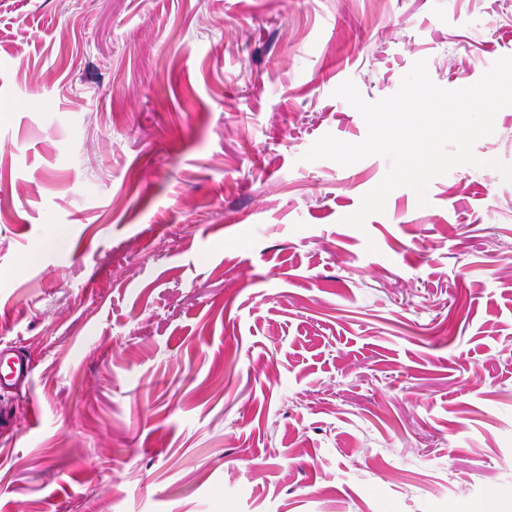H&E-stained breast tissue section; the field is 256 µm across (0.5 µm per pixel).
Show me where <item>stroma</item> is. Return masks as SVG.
<instances>
[{"mask_svg": "<svg viewBox=\"0 0 512 512\" xmlns=\"http://www.w3.org/2000/svg\"><path fill=\"white\" fill-rule=\"evenodd\" d=\"M512 56V0H0V512H512V106L389 170L334 94ZM499 168H492V161ZM0 361L1 388L21 387L30 381L33 371L30 359L19 352L16 353L12 346L0 349Z\"/></svg>", "mask_w": 512, "mask_h": 512, "instance_id": "stroma-1", "label": "stroma"}]
</instances>
